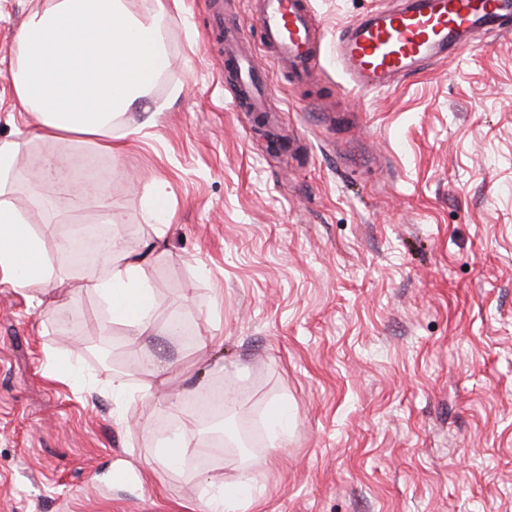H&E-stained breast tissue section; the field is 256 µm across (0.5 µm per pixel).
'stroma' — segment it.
<instances>
[{"mask_svg": "<svg viewBox=\"0 0 512 512\" xmlns=\"http://www.w3.org/2000/svg\"><path fill=\"white\" fill-rule=\"evenodd\" d=\"M400 0H310L327 46L298 82L267 52L249 0H224L271 87L268 123L237 111L209 41L208 0L170 6L174 78L121 159L79 137L37 138L9 70L28 0H0V137L23 166L65 159L107 174L112 228L145 269L154 316L196 328L128 346L104 326L87 269L51 253L74 289L0 281V512H205L249 480L246 512H512V34L393 89H344L338 31ZM167 182V225L145 205ZM18 180L33 231L101 221L95 201L54 212ZM165 372L163 395L140 388ZM128 391L112 392L113 377ZM233 389L225 435L259 430L244 458L214 446L198 401ZM289 417L283 440L270 415ZM204 464L159 450L183 426Z\"/></svg>", "mask_w": 512, "mask_h": 512, "instance_id": "35a3bbf8", "label": "stroma"}]
</instances>
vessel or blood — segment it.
<instances>
[{
	"instance_id": "b4317fda",
	"label": "vessel or blood",
	"mask_w": 512,
	"mask_h": 512,
	"mask_svg": "<svg viewBox=\"0 0 512 512\" xmlns=\"http://www.w3.org/2000/svg\"><path fill=\"white\" fill-rule=\"evenodd\" d=\"M256 21L275 60L302 79L317 64L324 32L307 0H256ZM215 31L227 44L224 63L236 77V104L247 112L265 109V75L235 45L240 32L215 13ZM512 32V0H403L396 9L369 11L346 26L333 45L336 65L355 91L378 92L416 74L425 64L468 49L477 33Z\"/></svg>"
}]
</instances>
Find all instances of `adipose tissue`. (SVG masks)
<instances>
[{"label": "adipose tissue", "instance_id": "obj_1", "mask_svg": "<svg viewBox=\"0 0 512 512\" xmlns=\"http://www.w3.org/2000/svg\"><path fill=\"white\" fill-rule=\"evenodd\" d=\"M170 16L161 0H29L17 31L10 81L20 115L37 135L59 139L87 135L120 157L143 127L153 125L149 88L170 79L167 48ZM141 108L142 125L123 120ZM24 142L0 138V273L15 287H40L56 302L61 280L49 262L42 236L31 231L24 212L9 200ZM103 276L84 277L99 293L110 320L127 328L131 340L153 329L154 292L145 258L114 246Z\"/></svg>", "mask_w": 512, "mask_h": 512}]
</instances>
